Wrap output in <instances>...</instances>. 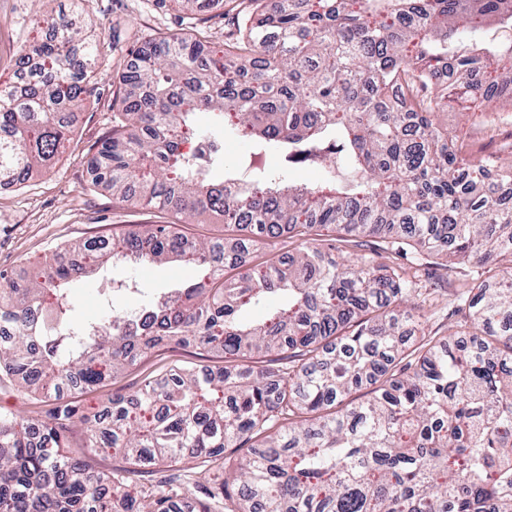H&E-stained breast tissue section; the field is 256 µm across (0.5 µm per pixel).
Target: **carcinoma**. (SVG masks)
Instances as JSON below:
<instances>
[{"label": "carcinoma", "mask_w": 512, "mask_h": 512, "mask_svg": "<svg viewBox=\"0 0 512 512\" xmlns=\"http://www.w3.org/2000/svg\"><path fill=\"white\" fill-rule=\"evenodd\" d=\"M235 34L206 45L158 36L114 92L95 186L187 220L224 218L298 244L283 261L239 269L218 242L188 244L152 224L89 249L70 246L23 279H0V370L29 395L63 400L161 344L224 352V368L172 366L89 429V446L131 466L94 474L63 452L73 410L53 422L0 414V512H180L191 463L213 471L202 512H512V159L448 137L453 102L512 109V0H248ZM19 58L30 82L0 88V183L50 167L91 90L100 39L62 18ZM237 132L283 170L341 164L356 179L316 186L245 181L240 163L183 151ZM339 229L405 240L488 277L460 295L464 321L418 336L431 308L416 277L336 258ZM184 261L200 282L89 329L65 285L95 267ZM278 295L266 320L239 315ZM364 392L360 399L353 394ZM253 441L231 462L228 448Z\"/></svg>", "instance_id": "carcinoma-1"}]
</instances>
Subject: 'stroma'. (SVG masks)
Returning <instances> with one entry per match:
<instances>
[{
	"mask_svg": "<svg viewBox=\"0 0 512 512\" xmlns=\"http://www.w3.org/2000/svg\"><path fill=\"white\" fill-rule=\"evenodd\" d=\"M243 7L242 0H204L198 12L190 13L177 0H0V84L16 81V65L23 50L48 35L47 26L37 20L41 14L62 16L75 28L94 31L102 40L103 53L90 79L93 92L54 166L23 183L0 188L1 274L25 276L30 266L49 258L58 247L121 236L143 224H169L188 239H220L231 246L250 237V230L225 227L216 216L206 215L197 223L186 224L181 216L115 199L109 192L93 188L91 166L92 157L112 129L113 93L134 52L161 35L223 42L232 31L228 23L232 10ZM440 121L450 136L473 142L475 150L512 157V126L486 133L484 113L456 105L442 113ZM389 263L406 269L421 263L428 268L430 275L420 285L437 291L436 313L425 326L426 333L433 336L447 334L456 324V296L483 274L474 263L433 257L413 244L391 256ZM193 274V268L180 261L108 264L72 285L71 307L77 318L101 321L181 287ZM175 365L215 370L223 367L224 357L193 346L163 345L120 376L73 394L70 401L78 413L64 433L68 454L88 460L99 472L123 466L121 457L89 448L87 421L102 414L113 395L132 394L146 377L165 373ZM57 406L54 398L24 394L13 378L0 374L1 413L46 422Z\"/></svg>",
	"mask_w": 512,
	"mask_h": 512,
	"instance_id": "obj_1",
	"label": "stroma"
}]
</instances>
